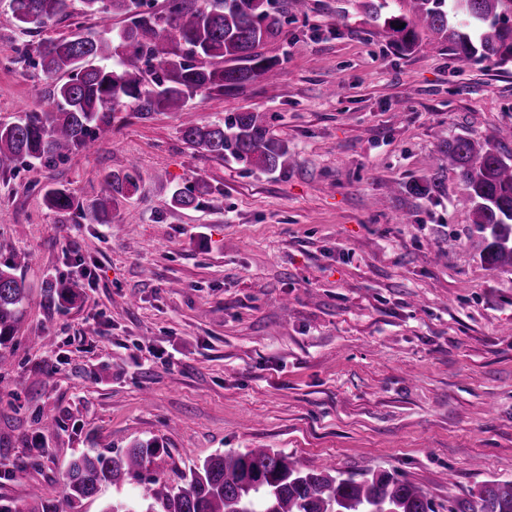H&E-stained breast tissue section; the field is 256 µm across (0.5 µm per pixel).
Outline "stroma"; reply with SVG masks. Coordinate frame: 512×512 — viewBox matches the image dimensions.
I'll list each match as a JSON object with an SVG mask.
<instances>
[{"mask_svg": "<svg viewBox=\"0 0 512 512\" xmlns=\"http://www.w3.org/2000/svg\"><path fill=\"white\" fill-rule=\"evenodd\" d=\"M362 2L289 12L264 48L276 87L201 93L148 119L127 108L62 164L0 172V263L25 253L29 287L0 347V500L24 510L71 456L147 441L171 479L218 451L274 448L342 476L396 472L436 512L512 480V270L483 262L440 151L461 133L512 151V62L463 69L428 43L398 54ZM124 24L73 0L36 36L0 0V123L50 102L17 50ZM246 110L287 142L285 171L182 140L185 120ZM133 164L138 187L110 223L43 203L47 185L91 198ZM433 175L440 190L409 191ZM199 177V207L171 208ZM61 280L80 296L58 306L45 286Z\"/></svg>", "mask_w": 512, "mask_h": 512, "instance_id": "stroma-1", "label": "stroma"}]
</instances>
